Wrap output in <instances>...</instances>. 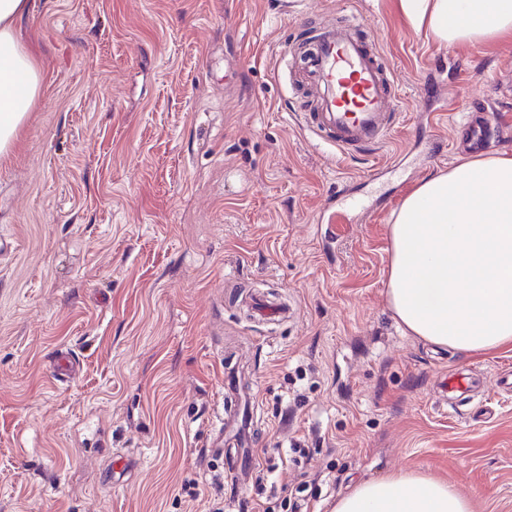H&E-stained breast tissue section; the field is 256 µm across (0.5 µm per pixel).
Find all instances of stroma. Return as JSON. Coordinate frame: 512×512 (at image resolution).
<instances>
[{"mask_svg":"<svg viewBox=\"0 0 512 512\" xmlns=\"http://www.w3.org/2000/svg\"><path fill=\"white\" fill-rule=\"evenodd\" d=\"M352 13L397 120L344 156L300 125L296 49ZM21 37L44 82L0 159L8 512H333L400 471L512 512V350L433 348L385 299L392 210L471 158L467 112L512 129V42L437 45L389 0H31ZM228 369L252 396L236 486L209 447ZM455 369L482 395L443 399Z\"/></svg>","mask_w":512,"mask_h":512,"instance_id":"obj_1","label":"stroma"}]
</instances>
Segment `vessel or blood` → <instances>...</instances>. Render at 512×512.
Here are the masks:
<instances>
[{"mask_svg": "<svg viewBox=\"0 0 512 512\" xmlns=\"http://www.w3.org/2000/svg\"><path fill=\"white\" fill-rule=\"evenodd\" d=\"M359 28L355 20L319 33L308 59L307 76L323 94L303 123L346 154L369 150L390 137L397 100L389 62ZM491 129L489 115L475 116L469 126L471 148H482Z\"/></svg>", "mask_w": 512, "mask_h": 512, "instance_id": "vessel-or-blood-1", "label": "vessel or blood"}]
</instances>
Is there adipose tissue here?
<instances>
[{
    "label": "adipose tissue",
    "instance_id": "1",
    "mask_svg": "<svg viewBox=\"0 0 512 512\" xmlns=\"http://www.w3.org/2000/svg\"><path fill=\"white\" fill-rule=\"evenodd\" d=\"M408 23L455 46L512 41V0H396ZM30 0H0V156L32 111L43 70L19 34ZM387 302L425 342L467 355L512 348V154L418 183L391 214ZM333 512H470L448 483L409 471L359 484Z\"/></svg>",
    "mask_w": 512,
    "mask_h": 512
}]
</instances>
